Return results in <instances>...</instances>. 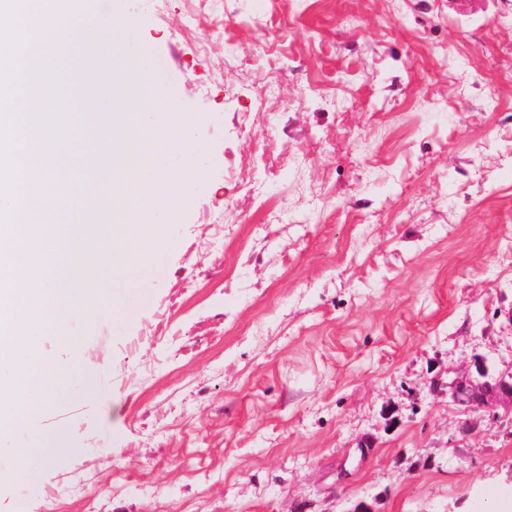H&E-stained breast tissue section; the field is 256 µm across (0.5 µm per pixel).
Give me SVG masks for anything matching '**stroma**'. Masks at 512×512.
<instances>
[{"mask_svg":"<svg viewBox=\"0 0 512 512\" xmlns=\"http://www.w3.org/2000/svg\"><path fill=\"white\" fill-rule=\"evenodd\" d=\"M203 135L0 512H512V0H88ZM488 375H490L489 370L485 367L479 369L477 378L462 376L454 380L449 386L451 396L458 402L468 400L478 406L488 405L489 402L500 396H507L512 400V373L507 376H496V387L490 392H486L485 384L487 380H485V377Z\"/></svg>","mask_w":512,"mask_h":512,"instance_id":"35a3bbf8","label":"stroma"}]
</instances>
